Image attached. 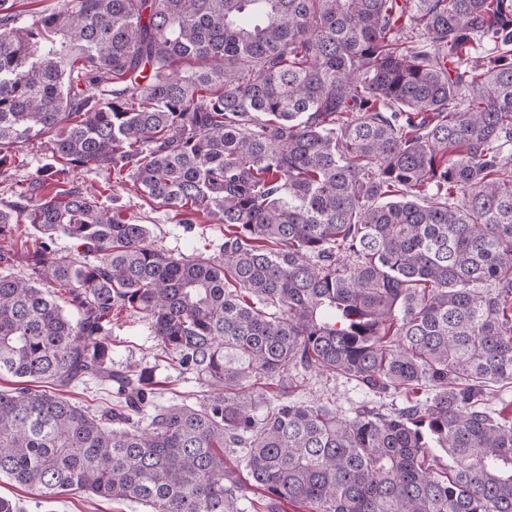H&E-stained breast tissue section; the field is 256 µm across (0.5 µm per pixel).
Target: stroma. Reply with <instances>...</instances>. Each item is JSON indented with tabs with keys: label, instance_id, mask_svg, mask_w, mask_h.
Instances as JSON below:
<instances>
[{
	"label": "stroma",
	"instance_id": "obj_1",
	"mask_svg": "<svg viewBox=\"0 0 512 512\" xmlns=\"http://www.w3.org/2000/svg\"><path fill=\"white\" fill-rule=\"evenodd\" d=\"M55 161L45 141L35 140L25 145L19 153L9 158L4 175L0 176V201L13 200L27 185L36 171L53 167ZM70 180L84 190L98 196L111 208L120 209L136 223L147 225L152 244L172 254H191L223 242V225L197 216L192 223H180L174 211L154 203L133 188L131 182L120 181L108 173L93 168L73 170ZM112 366L151 368L160 382L157 396L167 403L185 399L193 403L202 401L208 394L204 387L189 374H182L167 366L160 357V349L152 334L150 324L141 316H122L112 323ZM300 386L296 397L302 402L318 398L327 399L339 413H350L364 404L377 405L390 411L404 403L403 396L392 395L375 398L354 383L342 377H326L310 372H298ZM0 497L19 503L24 512H148L147 508L131 502H115L84 493L69 492L55 497L40 490L24 487L0 477Z\"/></svg>",
	"mask_w": 512,
	"mask_h": 512
}]
</instances>
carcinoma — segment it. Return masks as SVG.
I'll return each mask as SVG.
<instances>
[{
  "label": "carcinoma",
  "mask_w": 512,
  "mask_h": 512,
  "mask_svg": "<svg viewBox=\"0 0 512 512\" xmlns=\"http://www.w3.org/2000/svg\"><path fill=\"white\" fill-rule=\"evenodd\" d=\"M39 136L224 243L159 250L46 170L0 202V240L38 233L0 250L29 270L0 274V476L150 512H240L252 487L266 512H512V417L484 403L512 383V0H66L26 23L0 0V165ZM123 312L204 401L112 370ZM293 369L410 400L343 415L292 399ZM89 378L115 406L39 388Z\"/></svg>",
  "instance_id": "cac0c4a2"
}]
</instances>
